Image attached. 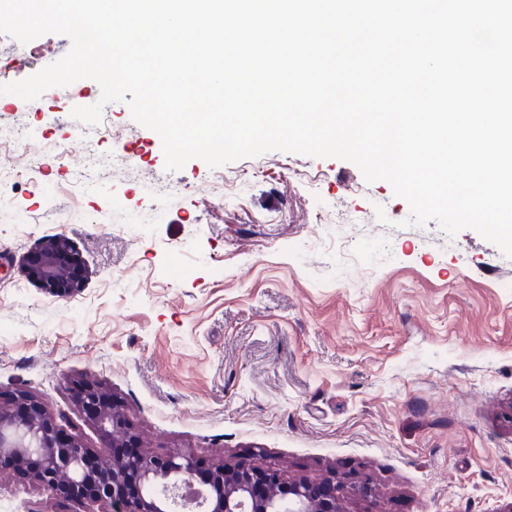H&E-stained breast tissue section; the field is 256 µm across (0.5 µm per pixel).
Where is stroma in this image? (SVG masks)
<instances>
[{"label": "stroma", "instance_id": "1", "mask_svg": "<svg viewBox=\"0 0 512 512\" xmlns=\"http://www.w3.org/2000/svg\"><path fill=\"white\" fill-rule=\"evenodd\" d=\"M70 47L0 34V85ZM100 94L84 78L31 102L0 95V132L42 157H0V401L28 391L95 448L74 388L95 382L145 452L192 455L201 476L257 454L288 478L371 475L345 512H512V257L470 228L407 225L387 181L339 158L167 169L126 103L72 118ZM89 157L86 193L74 174ZM58 234L84 269L68 298L23 264ZM77 509L0 468V512Z\"/></svg>", "mask_w": 512, "mask_h": 512}]
</instances>
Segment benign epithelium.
I'll return each instance as SVG.
<instances>
[{"label":"benign epithelium","instance_id":"obj_1","mask_svg":"<svg viewBox=\"0 0 512 512\" xmlns=\"http://www.w3.org/2000/svg\"><path fill=\"white\" fill-rule=\"evenodd\" d=\"M27 277L45 292L68 298L81 276L67 239H45L25 261ZM78 404L98 428L100 446L91 453L81 440L64 436L52 413L28 392L0 403V459L13 461L51 496L92 502L101 512H170L174 499L193 512H343L341 498H365L372 479L364 474L338 482L287 480L279 469L260 461L224 459L211 468L206 488L196 486V461L186 455L153 456L143 451L126 455L117 448L138 447L122 404L105 389L85 385ZM36 458L38 467L26 462Z\"/></svg>","mask_w":512,"mask_h":512}]
</instances>
